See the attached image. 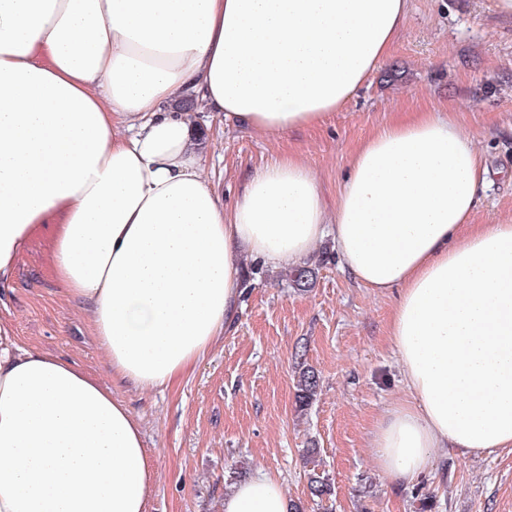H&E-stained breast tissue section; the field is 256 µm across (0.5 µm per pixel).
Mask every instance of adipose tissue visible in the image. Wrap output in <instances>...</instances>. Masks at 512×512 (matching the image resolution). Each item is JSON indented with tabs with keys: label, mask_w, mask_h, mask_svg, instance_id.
Here are the masks:
<instances>
[{
	"label": "adipose tissue",
	"mask_w": 512,
	"mask_h": 512,
	"mask_svg": "<svg viewBox=\"0 0 512 512\" xmlns=\"http://www.w3.org/2000/svg\"><path fill=\"white\" fill-rule=\"evenodd\" d=\"M410 0H0V286L41 228L114 378L168 386L231 329L242 258L302 262L331 238L375 292L411 402L372 432L414 480L437 448L512 449V224L469 234L486 162L444 112H404L351 155L327 217L288 156L225 205L186 101L271 134L322 125L387 60ZM139 421L0 326V512H147ZM261 474L224 512H289Z\"/></svg>",
	"instance_id": "obj_1"
}]
</instances>
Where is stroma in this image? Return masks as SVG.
<instances>
[{"label":"stroma","mask_w":512,"mask_h":512,"mask_svg":"<svg viewBox=\"0 0 512 512\" xmlns=\"http://www.w3.org/2000/svg\"><path fill=\"white\" fill-rule=\"evenodd\" d=\"M447 109L490 170L474 223L512 219V19L490 0H410L389 59L322 126L275 136L202 110L193 125L225 203L255 168L289 154L316 175L331 207L350 156L376 128L401 112ZM332 247L324 239L309 256L316 279L306 292L290 288L284 270L244 259L253 278L233 328L181 381L149 392L113 382L81 302L48 271L46 236L30 239L0 288V324L21 347L96 374L131 408L156 473L148 512H222L235 467L277 477L305 512H512L511 450L438 448L432 467L408 483L377 468L370 434L410 400L389 336L396 294L353 281ZM304 366L318 373L320 389L302 410ZM313 472L328 478L333 495L311 498Z\"/></svg>","instance_id":"1"}]
</instances>
